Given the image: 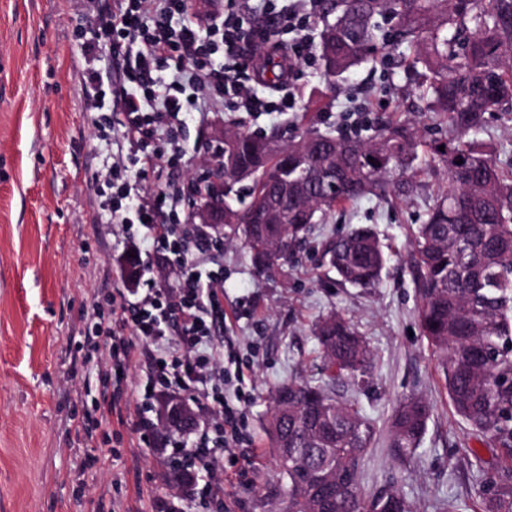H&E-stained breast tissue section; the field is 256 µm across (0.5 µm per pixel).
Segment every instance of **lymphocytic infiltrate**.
<instances>
[{
  "instance_id": "lymphocytic-infiltrate-1",
  "label": "lymphocytic infiltrate",
  "mask_w": 512,
  "mask_h": 512,
  "mask_svg": "<svg viewBox=\"0 0 512 512\" xmlns=\"http://www.w3.org/2000/svg\"><path fill=\"white\" fill-rule=\"evenodd\" d=\"M240 2L263 13L265 25H245L232 10L205 41L199 17L188 14L184 0H108L97 39L84 48L90 65L80 75L83 88L95 90L103 82L95 66L101 51L109 50L121 62L119 125L127 152L112 164L107 223L141 225L142 240L131 245V253L141 254L142 242H149L152 252L180 273L174 288L150 277L142 290L113 295L107 326L112 355L129 357L139 344L152 348L145 387L155 395L202 399L213 436L194 455L203 462L201 480L216 495L223 487L215 474L224 466L225 452L240 439L237 414L223 391L228 375L224 343L215 338L212 325L223 282L201 267L191 234L180 231L184 193L168 175L186 162L179 130L189 113L222 103L236 112L296 111L294 93L274 99L242 83L256 47L284 35L290 57L309 66L317 61L310 30L319 0H287L281 8L276 0ZM164 68L170 79L160 77ZM151 178L160 182L158 191H146L144 184Z\"/></svg>"
}]
</instances>
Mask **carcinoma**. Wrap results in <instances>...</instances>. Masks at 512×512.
I'll return each instance as SVG.
<instances>
[{"label": "carcinoma", "instance_id": "obj_1", "mask_svg": "<svg viewBox=\"0 0 512 512\" xmlns=\"http://www.w3.org/2000/svg\"><path fill=\"white\" fill-rule=\"evenodd\" d=\"M324 26L318 51L329 78L365 61L351 32L413 46L431 72L427 111L440 116L448 136L431 147L448 186L429 207L411 240L420 285L418 320L440 355L445 388L455 413L473 436L490 443L492 463L474 454L480 512H512V172L466 137L488 112L512 101V0H320ZM211 171L209 203L233 168L248 172L224 197V239L239 240L262 271L288 260L312 228L336 208L370 195L399 200L416 190L413 163L418 130L409 121L386 122L364 139L356 131L323 132L314 120L281 147L278 133L232 130ZM444 150H439V146ZM288 168H283V151ZM374 162H369V159ZM328 267L338 281L373 287L387 258L372 228L357 225L329 244ZM314 336L323 354L322 377L292 380L275 390L288 395V416L270 425L273 447L336 457V494L288 473L290 512H411L396 490L365 498L358 460L374 437L357 406L331 395L345 377L364 381L372 355L353 324L338 313L321 318ZM421 397L402 401L391 416L392 459L415 458L430 419Z\"/></svg>", "mask_w": 512, "mask_h": 512}]
</instances>
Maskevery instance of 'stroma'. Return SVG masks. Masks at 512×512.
Returning a JSON list of instances; mask_svg holds the SVG:
<instances>
[{
    "label": "stroma",
    "mask_w": 512,
    "mask_h": 512,
    "mask_svg": "<svg viewBox=\"0 0 512 512\" xmlns=\"http://www.w3.org/2000/svg\"><path fill=\"white\" fill-rule=\"evenodd\" d=\"M101 0H0V512H157L177 493L182 512H288V479L269 437L275 388L318 379L322 354L313 334L332 312L350 320L373 363L364 385L343 379L336 397L357 402L375 428L359 464L365 494L395 489L414 512H442L454 500L480 512L468 436L444 386L440 359L418 332L420 297L408 242L448 184L430 155L432 113L424 109L426 69L405 44L325 81L322 68L299 65V111L267 114L213 110L186 119L187 165L181 186L216 163L210 141L227 127L300 132L301 111L318 112L320 130L414 120L420 145L418 189L410 200L366 197L316 225L287 263L259 271L239 242L201 254L224 281L225 335L248 365L242 389L245 441L236 473L218 497L183 491L171 479L169 451L147 447L137 423L145 358L102 371L111 338L97 310L130 282L116 264L122 227L106 223L105 174L116 152L104 135L117 123L115 86L103 109L79 76L83 45L96 30ZM502 164H512V107L486 114L474 133ZM374 228L389 261L373 288L340 285L326 270L324 245L355 225ZM423 397L432 416L410 467L387 447L399 401Z\"/></svg>",
    "instance_id": "35a3bbf8"
}]
</instances>
